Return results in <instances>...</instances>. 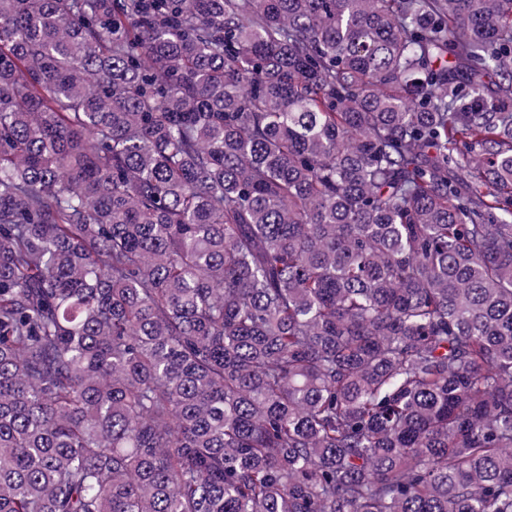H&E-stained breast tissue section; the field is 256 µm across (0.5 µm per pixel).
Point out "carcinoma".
<instances>
[{"mask_svg":"<svg viewBox=\"0 0 512 512\" xmlns=\"http://www.w3.org/2000/svg\"><path fill=\"white\" fill-rule=\"evenodd\" d=\"M0 512H512V0H0Z\"/></svg>","mask_w":512,"mask_h":512,"instance_id":"1","label":"carcinoma"}]
</instances>
